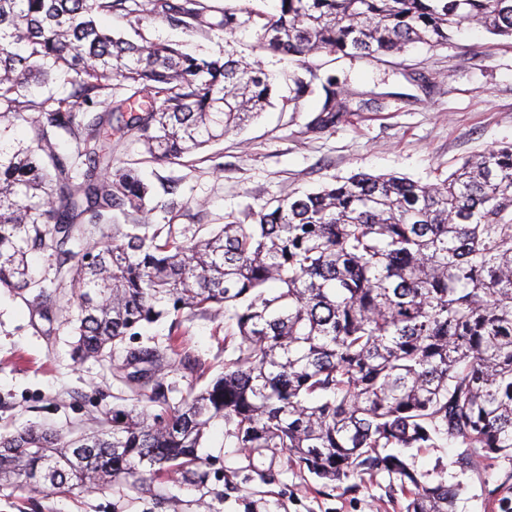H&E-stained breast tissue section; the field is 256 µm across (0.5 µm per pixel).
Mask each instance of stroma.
Returning <instances> with one entry per match:
<instances>
[{
	"mask_svg": "<svg viewBox=\"0 0 512 512\" xmlns=\"http://www.w3.org/2000/svg\"><path fill=\"white\" fill-rule=\"evenodd\" d=\"M102 27L137 44L172 43L184 52L217 58L258 55L273 78L278 100L241 134L177 164L147 162L142 147L126 141L115 165L136 163L155 200L176 199L170 216L154 223L182 227L223 223L225 215L257 208L267 199L314 191L356 173L397 174L424 182L447 177L464 159L512 144V41L471 28L448 45L419 46L403 55L350 60L322 52L298 59L256 51L259 28L234 33L174 26L161 18L136 19L121 12L100 15ZM316 84L312 96L289 99L294 76ZM336 77L346 90L379 93L378 103L352 106L331 129L313 132L323 93ZM236 330L224 317L195 315L182 324V342L198 372L213 377L224 366V338ZM71 328L46 336L31 324L20 300L0 293V431L45 425L62 431L92 427L98 411L131 407L126 386L113 375L123 350L103 361L77 360ZM214 459L206 484L180 479L134 493L77 488L65 497L0 486V512H405L407 497L388 474L354 477L339 486L298 469L287 456L249 468L223 424L208 434ZM457 445L410 449L408 461L427 483L458 490L455 512H512V460L476 470Z\"/></svg>",
	"mask_w": 512,
	"mask_h": 512,
	"instance_id": "35a3bbf8",
	"label": "stroma"
}]
</instances>
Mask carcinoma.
<instances>
[{
    "label": "carcinoma",
    "instance_id": "carcinoma-1",
    "mask_svg": "<svg viewBox=\"0 0 512 512\" xmlns=\"http://www.w3.org/2000/svg\"><path fill=\"white\" fill-rule=\"evenodd\" d=\"M233 33L202 0H0V138L17 120L32 145L0 147V290L74 350L100 360L148 325L168 341L125 348L117 372L134 408L90 430L0 432V483L66 495L209 476L200 454L224 422L249 462L288 454L328 484L387 473L406 512H455L456 491L430 485L390 448L448 440L481 467L512 458V144L466 160L445 179L353 174L224 217L206 235L152 224L175 199L148 204L112 146L133 135L154 162L177 163L241 131L271 104L256 62L140 46L101 29V12ZM512 40V0H279L262 47L377 58L448 44L467 28ZM67 76L69 93L38 100L34 80ZM314 126H335L350 100L334 77ZM55 260L58 287L27 255ZM276 287L269 289L267 284ZM228 312L240 341L224 371L172 404L158 378L178 361L188 315Z\"/></svg>",
    "mask_w": 512,
    "mask_h": 512
}]
</instances>
